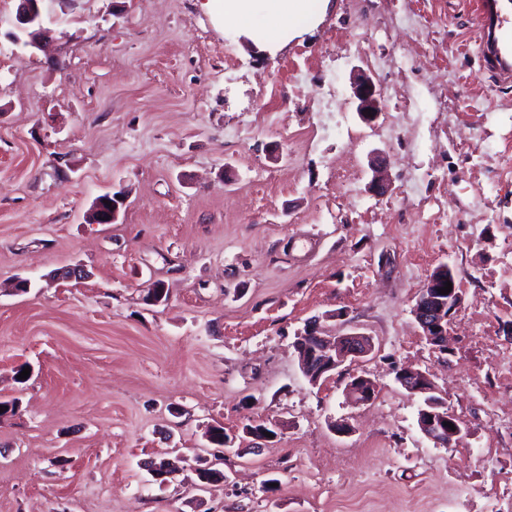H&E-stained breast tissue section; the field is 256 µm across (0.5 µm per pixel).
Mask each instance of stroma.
I'll list each match as a JSON object with an SVG mask.
<instances>
[{"instance_id":"obj_1","label":"stroma","mask_w":512,"mask_h":512,"mask_svg":"<svg viewBox=\"0 0 512 512\" xmlns=\"http://www.w3.org/2000/svg\"><path fill=\"white\" fill-rule=\"evenodd\" d=\"M16 6L0 0V401L18 402L0 512H512V85L483 70L469 0H331L274 53L199 0H44L45 53L6 38ZM355 68L409 112L362 123ZM109 191L118 220L89 223ZM443 263L462 304L441 353L411 308ZM75 265L86 278L49 281ZM314 318L372 353L310 384L293 342ZM403 366L465 445L421 433ZM357 376L371 403L346 399ZM213 426L235 449L202 489ZM396 380L405 389L420 394L423 402L418 410L417 423L421 432L437 446L456 447L465 444L469 432L463 422L448 412L447 398L440 395L434 383L420 370H400ZM437 397H443L442 401ZM444 422L454 424L455 431Z\"/></svg>"}]
</instances>
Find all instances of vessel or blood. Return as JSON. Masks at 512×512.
Here are the masks:
<instances>
[{
	"label": "vessel or blood",
	"instance_id": "b4317fda",
	"mask_svg": "<svg viewBox=\"0 0 512 512\" xmlns=\"http://www.w3.org/2000/svg\"><path fill=\"white\" fill-rule=\"evenodd\" d=\"M481 59L500 81L512 83V0H474Z\"/></svg>",
	"mask_w": 512,
	"mask_h": 512
}]
</instances>
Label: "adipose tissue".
<instances>
[{
	"label": "adipose tissue",
	"mask_w": 512,
	"mask_h": 512,
	"mask_svg": "<svg viewBox=\"0 0 512 512\" xmlns=\"http://www.w3.org/2000/svg\"><path fill=\"white\" fill-rule=\"evenodd\" d=\"M204 7L258 50L273 52L314 30L329 0H206Z\"/></svg>",
	"instance_id": "1"
}]
</instances>
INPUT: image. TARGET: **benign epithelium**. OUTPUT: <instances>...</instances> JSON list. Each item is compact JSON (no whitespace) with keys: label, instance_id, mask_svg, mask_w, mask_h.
Wrapping results in <instances>:
<instances>
[{"label":"benign epithelium","instance_id":"7a95c632","mask_svg":"<svg viewBox=\"0 0 512 512\" xmlns=\"http://www.w3.org/2000/svg\"><path fill=\"white\" fill-rule=\"evenodd\" d=\"M43 0H18V7L12 21L13 30L8 36L16 44H22L40 51L45 50V30L42 21ZM352 96L356 102V113L366 125L373 124L382 112L383 90L372 77L358 71L351 82ZM371 113H365V110ZM125 199L112 197L111 204L97 199L88 213L93 224H112L117 221ZM452 283L447 294L439 293L446 282ZM462 294L451 271L442 264L427 275L412 306L411 314L420 329V336L440 351L448 346V334L453 315L459 310ZM300 369L312 385L342 370L347 361L367 356L373 350L371 337L353 333L345 336H322L313 325L294 343ZM396 380L405 389L422 396L417 423L421 432L434 444L456 447L465 444L469 432L463 422L448 412V403L439 399L440 393L434 383L420 370H400ZM348 398L356 403H366L375 395L374 382L366 377H356L345 388ZM454 424L450 428L446 423Z\"/></svg>","mask_w":512,"mask_h":512}]
</instances>
